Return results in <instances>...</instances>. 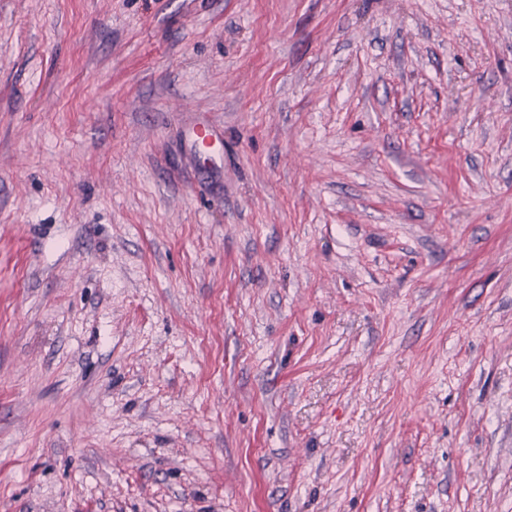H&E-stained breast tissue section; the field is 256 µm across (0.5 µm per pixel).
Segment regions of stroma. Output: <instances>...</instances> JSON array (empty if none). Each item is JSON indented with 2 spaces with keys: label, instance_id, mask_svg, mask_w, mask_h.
<instances>
[{
  "label": "stroma",
  "instance_id": "obj_1",
  "mask_svg": "<svg viewBox=\"0 0 512 512\" xmlns=\"http://www.w3.org/2000/svg\"><path fill=\"white\" fill-rule=\"evenodd\" d=\"M0 512H512V0H0Z\"/></svg>",
  "mask_w": 512,
  "mask_h": 512
}]
</instances>
